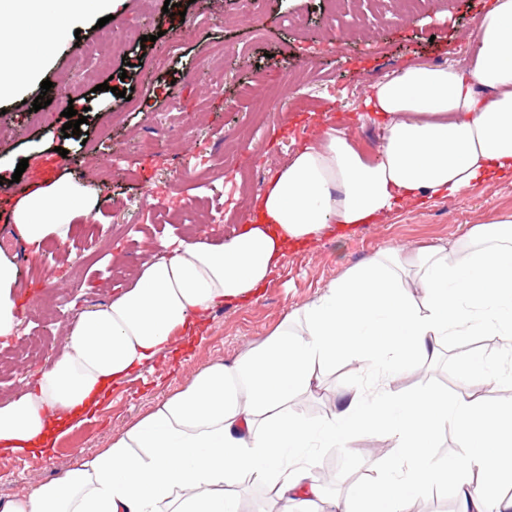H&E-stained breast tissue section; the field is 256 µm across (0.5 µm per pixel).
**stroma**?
Segmentation results:
<instances>
[{
    "mask_svg": "<svg viewBox=\"0 0 512 512\" xmlns=\"http://www.w3.org/2000/svg\"><path fill=\"white\" fill-rule=\"evenodd\" d=\"M165 0L144 11L140 0H122L110 20L113 28H138L146 43H129L113 50L109 72L100 82L108 91H94L80 73L92 67L87 45L97 33L98 15L66 30L47 54L31 96L41 93L43 80L69 89L77 106L86 107L80 135L66 137L65 117L55 105L31 111L19 99L0 102V173L13 174L20 159L28 166L19 183L0 185V206L13 209L19 191L38 188L47 180L66 176L99 196L100 209L80 217L63 241L52 239L33 250L0 223V241H7L5 258L17 269L13 296L20 309L24 335L50 343L49 358L63 348L67 328L86 309L109 302L126 287L110 268L121 258L129 272L151 253L155 242L176 241L186 231L162 223L169 202L147 193L149 184L177 179L194 147L214 155L225 176L249 174L251 194L284 165L295 148L314 141L324 122L351 130L358 145L373 152L379 127L362 117L367 88L373 82L416 64H464L470 56L469 37L487 14L492 0H422L416 15L393 16L385 22L369 19L362 37L332 49L337 30L330 24L327 0H259L257 21L244 22L242 0H176L185 15V36L177 53ZM302 17L304 29L287 25ZM261 76L268 95L243 96L242 89ZM131 89L143 96L142 109H127L116 90ZM111 111H104V102ZM270 118L254 127L258 110ZM188 129L187 139L173 141L168 129ZM154 141L153 154L140 148ZM512 216V180L476 186L456 197H435L418 205L402 203L378 224H362L339 239L327 235L310 245L288 251L255 303L224 302L205 316L201 332L192 339L175 334L172 355L159 358L142 374L115 385L96 412L62 436L51 455L0 453V501L27 494L56 479L83 456L107 447L110 439L157 404L185 386L197 373L221 362L232 364L249 348L263 342L284 317L315 300L387 246L412 253L420 249L455 252L458 243L489 216ZM56 287H48L49 279ZM477 357L501 375L512 373V353L498 336L442 337L436 357L420 373L404 376L397 390L435 391L447 397L472 394L496 401L512 411V382L487 390L469 377L463 360ZM357 377L345 362L325 371L313 392L292 401L293 416L309 421L330 414L336 394ZM351 457L340 461L337 449L314 448L315 467H333L329 495L346 494L388 459L389 440L380 433L355 438Z\"/></svg>",
    "mask_w": 512,
    "mask_h": 512,
    "instance_id": "35a3bbf8",
    "label": "stroma"
}]
</instances>
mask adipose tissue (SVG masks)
I'll list each match as a JSON object with an SVG mask.
<instances>
[{
	"label": "adipose tissue",
	"instance_id": "adipose-tissue-1",
	"mask_svg": "<svg viewBox=\"0 0 512 512\" xmlns=\"http://www.w3.org/2000/svg\"><path fill=\"white\" fill-rule=\"evenodd\" d=\"M113 6L0 0V33L20 31L37 45L21 56L0 49V97L39 70L62 25ZM471 41L465 66L414 64L370 85L366 111L381 127L374 153L327 127L266 182L249 224L224 243L160 241L130 285L69 327L62 356L30 391L0 405V450L49 454L112 385L169 354L174 332H194L222 302L256 300L289 247L380 223L407 200L512 180V0H493ZM98 206L61 176L17 202L13 227L34 246L63 241L74 219ZM412 282L420 298L408 293ZM448 334L499 336L512 350V217L480 225L461 261L442 250H380L233 364L199 372L108 448L0 512H238L229 489L246 477L272 492L278 512H305L316 500L331 512H411L414 492L451 477L456 512H512V497L488 492L501 460L512 459V413L470 396L395 388ZM340 360L359 382L321 422L294 418L290 401ZM448 430L464 454L432 457V440ZM369 431L385 435L395 455L353 493L326 500L310 448L346 449Z\"/></svg>",
	"mask_w": 512,
	"mask_h": 512
}]
</instances>
